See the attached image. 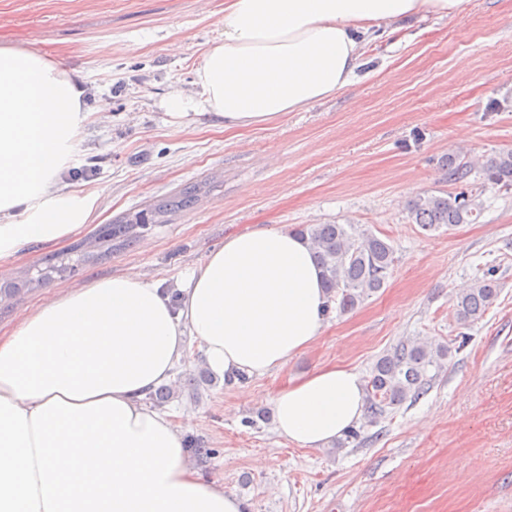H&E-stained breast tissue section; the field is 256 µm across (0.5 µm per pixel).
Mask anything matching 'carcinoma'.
Masks as SVG:
<instances>
[{"label":"carcinoma","instance_id":"1","mask_svg":"<svg viewBox=\"0 0 512 512\" xmlns=\"http://www.w3.org/2000/svg\"><path fill=\"white\" fill-rule=\"evenodd\" d=\"M446 181L456 184L468 176L471 166L448 155L442 160ZM485 180L493 185L512 186V150L502 151L482 164ZM199 188L188 186L178 195L162 201L150 213H138L132 219L106 224L99 230L94 243L98 246H126L139 236V229L149 223V217H157L175 209H184L195 203ZM480 211L476 199L464 192H445L441 195L425 194L409 206L413 223L424 231H436L469 224ZM295 232L306 239L313 257L320 266L324 288L330 302L336 304L339 313H348L364 298L380 291L387 282L394 263V248L386 240L361 231L353 224H304ZM95 257L82 248L77 258L53 262L45 260V267L37 269L34 276L26 275L24 281L0 284V300L20 294L23 287H36L50 280L53 275L86 262ZM499 288L492 279L482 278L460 293L454 306L459 320L468 322L479 318L497 299ZM449 346L432 341H416L396 347L379 357L367 379L366 409L370 422L375 423L402 405L409 398L426 392L432 377L428 368H442L448 357Z\"/></svg>","mask_w":512,"mask_h":512}]
</instances>
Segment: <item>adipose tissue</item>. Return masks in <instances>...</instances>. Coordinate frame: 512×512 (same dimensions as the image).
Wrapping results in <instances>:
<instances>
[{
    "instance_id": "obj_1",
    "label": "adipose tissue",
    "mask_w": 512,
    "mask_h": 512,
    "mask_svg": "<svg viewBox=\"0 0 512 512\" xmlns=\"http://www.w3.org/2000/svg\"><path fill=\"white\" fill-rule=\"evenodd\" d=\"M469 0H226L224 39L196 69L193 102L225 129L263 128L350 85L375 29L449 18ZM83 90L36 51L0 45V260L89 224L97 192L59 182L87 119ZM327 295L288 229L226 236L188 273L179 302L130 271L59 289L0 336V512H246L204 479L184 432L146 404L187 340L223 380L284 368L320 336ZM354 370L327 365L272 400L278 434L302 448L363 416Z\"/></svg>"
}]
</instances>
